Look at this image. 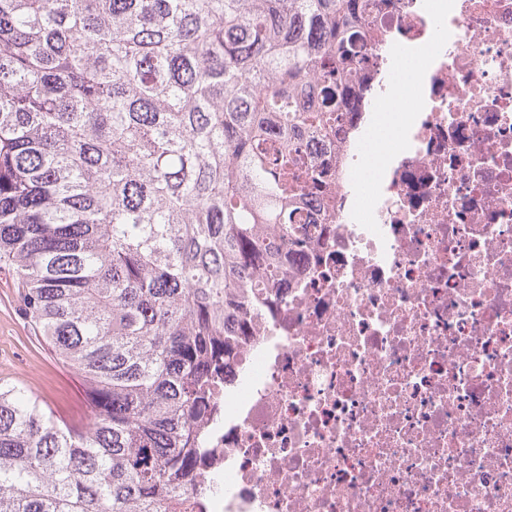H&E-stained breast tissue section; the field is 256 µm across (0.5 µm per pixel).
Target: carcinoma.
I'll return each instance as SVG.
<instances>
[{
    "mask_svg": "<svg viewBox=\"0 0 512 512\" xmlns=\"http://www.w3.org/2000/svg\"><path fill=\"white\" fill-rule=\"evenodd\" d=\"M366 26L362 0H0V262L90 402L67 424L0 382V512L182 508Z\"/></svg>",
    "mask_w": 512,
    "mask_h": 512,
    "instance_id": "1",
    "label": "carcinoma"
}]
</instances>
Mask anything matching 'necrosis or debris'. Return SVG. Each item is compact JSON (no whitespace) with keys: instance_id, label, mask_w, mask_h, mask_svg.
I'll return each mask as SVG.
<instances>
[{"instance_id":"1","label":"necrosis or debris","mask_w":512,"mask_h":512,"mask_svg":"<svg viewBox=\"0 0 512 512\" xmlns=\"http://www.w3.org/2000/svg\"><path fill=\"white\" fill-rule=\"evenodd\" d=\"M365 2L370 95L302 144L325 193L184 512H512V0Z\"/></svg>"}]
</instances>
